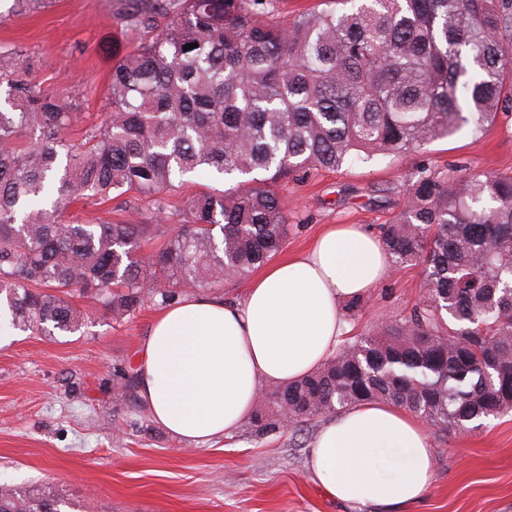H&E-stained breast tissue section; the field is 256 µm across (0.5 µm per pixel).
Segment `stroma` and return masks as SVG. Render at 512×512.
<instances>
[{"mask_svg":"<svg viewBox=\"0 0 512 512\" xmlns=\"http://www.w3.org/2000/svg\"><path fill=\"white\" fill-rule=\"evenodd\" d=\"M149 39L126 26L115 0H42L22 15L13 0H0V68L70 95L79 114L69 130L75 140L104 120L113 68ZM427 163L511 173L512 113L484 132L437 140L424 153L313 170L290 182L284 253L307 248L325 224L378 232L401 211L407 174ZM98 218L150 224L154 211L124 196L75 203L63 221ZM424 279L422 266L395 265L346 314L349 339L408 316L426 292ZM70 300L88 316L83 332L0 337V484L54 486L82 512H377L332 499L312 478L316 427L288 426L259 438L244 426L201 447L161 429L136 392L122 396L114 386L117 376L133 373L159 302H145L118 323L89 295L75 292ZM427 434L433 484L422 501L395 512H512V415L468 433L431 426Z\"/></svg>","mask_w":512,"mask_h":512,"instance_id":"1","label":"stroma"}]
</instances>
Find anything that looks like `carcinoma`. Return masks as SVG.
<instances>
[{"instance_id":"cac0c4a2","label":"carcinoma","mask_w":512,"mask_h":512,"mask_svg":"<svg viewBox=\"0 0 512 512\" xmlns=\"http://www.w3.org/2000/svg\"><path fill=\"white\" fill-rule=\"evenodd\" d=\"M119 2L129 27L158 34L112 71L111 111L81 141L65 135L71 101L0 73V330L80 331L74 291L121 321L187 282L242 278L288 238L290 176L424 152L512 106V0H325L286 27L279 0ZM202 175L236 186L188 197L184 224L142 255L168 197ZM124 195L156 223L61 222L76 199ZM403 198L380 238L392 262L423 266L428 294L263 393L253 433L378 400L454 432L512 412V175L422 165ZM67 504L50 486H0V512Z\"/></svg>"}]
</instances>
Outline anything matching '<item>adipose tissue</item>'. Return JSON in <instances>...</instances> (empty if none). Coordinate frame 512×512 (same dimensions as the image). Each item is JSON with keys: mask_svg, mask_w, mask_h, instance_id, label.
I'll use <instances>...</instances> for the list:
<instances>
[{"mask_svg": "<svg viewBox=\"0 0 512 512\" xmlns=\"http://www.w3.org/2000/svg\"><path fill=\"white\" fill-rule=\"evenodd\" d=\"M391 257L359 224H327L303 251L256 274L240 300L194 291L162 307L135 360L151 419L204 446L236 432L262 387L317 370L347 333L342 306L388 278ZM314 479L336 500L390 507L427 493L433 458L422 422L387 402L349 408L318 431Z\"/></svg>", "mask_w": 512, "mask_h": 512, "instance_id": "1", "label": "adipose tissue"}]
</instances>
